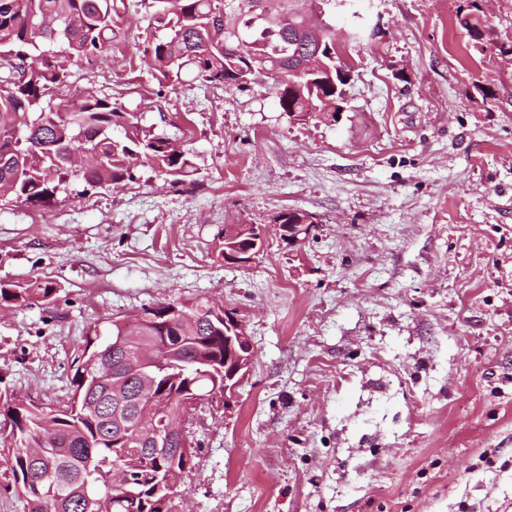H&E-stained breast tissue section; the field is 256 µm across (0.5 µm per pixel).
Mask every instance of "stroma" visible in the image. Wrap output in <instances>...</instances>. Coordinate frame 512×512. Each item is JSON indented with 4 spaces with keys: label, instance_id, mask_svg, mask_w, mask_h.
Returning a JSON list of instances; mask_svg holds the SVG:
<instances>
[{
    "label": "stroma",
    "instance_id": "35a3bbf8",
    "mask_svg": "<svg viewBox=\"0 0 512 512\" xmlns=\"http://www.w3.org/2000/svg\"><path fill=\"white\" fill-rule=\"evenodd\" d=\"M125 5L111 63L72 64L69 91L187 144L196 181L144 168L0 205V280L58 288L0 309V391L63 403L84 337L206 297L254 359L234 399L187 419L171 512H512V0L331 8L352 67L332 125L289 121L267 79L159 90L149 9ZM474 9L478 47L457 21ZM286 209L315 217L294 246L271 229ZM230 224L269 227L253 262L220 258Z\"/></svg>",
    "mask_w": 512,
    "mask_h": 512
}]
</instances>
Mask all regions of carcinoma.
I'll return each mask as SVG.
<instances>
[{
    "label": "carcinoma",
    "mask_w": 512,
    "mask_h": 512,
    "mask_svg": "<svg viewBox=\"0 0 512 512\" xmlns=\"http://www.w3.org/2000/svg\"><path fill=\"white\" fill-rule=\"evenodd\" d=\"M148 25L154 31L141 51L143 68L159 88L175 87L184 70L203 83L243 89L259 78L271 80L281 112L298 121L336 122L329 102V70L336 69L332 25L320 20L319 35L304 30L312 15L325 14L332 0H152ZM116 0H0V202L38 205L65 193L70 181L110 188L136 178L141 165L172 182L196 174L190 149L143 124L142 115L109 98L61 93L70 78L68 64L105 61L123 34ZM474 44L486 37L479 15L459 17ZM316 56L315 75L296 68ZM315 100L316 114L305 111ZM282 239L308 234L313 216L303 210L279 213ZM307 228H301V225ZM58 288L50 281H0V308L52 302ZM179 307L192 317L182 325L169 314ZM149 322L112 321L106 338L87 336L74 359L70 403L47 407L15 393L0 394V492L23 499L28 512H171L172 495L191 468L195 449L169 444L158 451L146 444H113L116 400L94 383L107 370L124 380L126 418L136 409L132 392L146 378L138 367L160 357L168 343L175 360L158 378L157 394L177 417L190 416L184 383L202 397L212 382L199 373L224 371V306L206 298L193 303L161 302L143 308ZM130 472L127 491L112 485L115 463Z\"/></svg>",
    "instance_id": "obj_1"
}]
</instances>
